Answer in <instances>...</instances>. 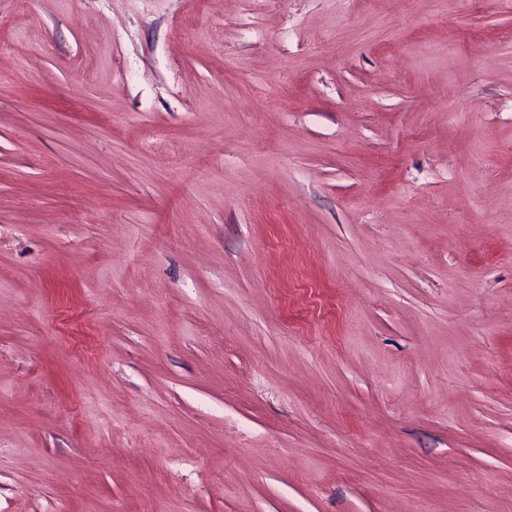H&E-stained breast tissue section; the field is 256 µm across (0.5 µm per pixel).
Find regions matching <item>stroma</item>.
<instances>
[{
    "mask_svg": "<svg viewBox=\"0 0 512 512\" xmlns=\"http://www.w3.org/2000/svg\"><path fill=\"white\" fill-rule=\"evenodd\" d=\"M0 512H512V0H0Z\"/></svg>",
    "mask_w": 512,
    "mask_h": 512,
    "instance_id": "stroma-1",
    "label": "stroma"
}]
</instances>
